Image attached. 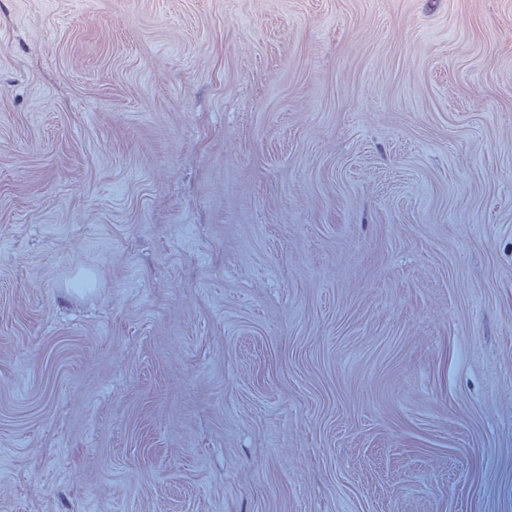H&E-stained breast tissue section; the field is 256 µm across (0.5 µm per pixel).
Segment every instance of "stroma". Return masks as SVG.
I'll use <instances>...</instances> for the list:
<instances>
[{"label": "stroma", "mask_w": 512, "mask_h": 512, "mask_svg": "<svg viewBox=\"0 0 512 512\" xmlns=\"http://www.w3.org/2000/svg\"><path fill=\"white\" fill-rule=\"evenodd\" d=\"M0 512H512V0H0Z\"/></svg>", "instance_id": "obj_1"}]
</instances>
